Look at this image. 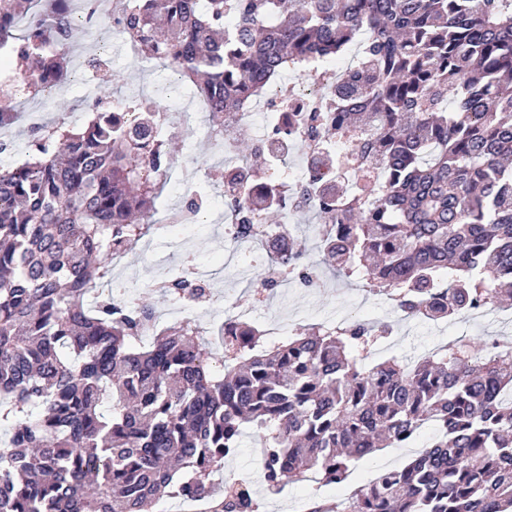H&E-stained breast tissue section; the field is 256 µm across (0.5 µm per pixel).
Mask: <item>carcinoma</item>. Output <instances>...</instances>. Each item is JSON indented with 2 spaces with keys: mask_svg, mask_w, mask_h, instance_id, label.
I'll use <instances>...</instances> for the list:
<instances>
[{
  "mask_svg": "<svg viewBox=\"0 0 512 512\" xmlns=\"http://www.w3.org/2000/svg\"><path fill=\"white\" fill-rule=\"evenodd\" d=\"M70 0H0V51L20 72L59 80ZM138 56L161 60L210 100L224 128L279 84L308 80L360 40L341 109L308 111L303 136L277 127L306 175L227 202L246 238L272 213L314 214L335 275L384 294L407 316L440 322L512 299V0H124L117 15ZM99 83L79 124L33 134L0 167V512H155L165 496L256 512L248 488L213 476L260 436L270 490L348 479L356 460L398 448L434 422L439 434L406 465L351 491L341 512H512V341L482 355L463 340L418 361L374 359L387 324H312L268 344L250 324L217 330L186 317L157 326L155 307L99 293L112 260L151 229L173 163L151 98L117 100ZM138 120L113 121L112 108ZM241 165L267 152L246 143ZM271 265L300 279L313 263L294 237ZM194 258L161 286L177 301Z\"/></svg>",
  "mask_w": 512,
  "mask_h": 512,
  "instance_id": "1",
  "label": "carcinoma"
}]
</instances>
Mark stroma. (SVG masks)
I'll return each mask as SVG.
<instances>
[{
  "label": "stroma",
  "instance_id": "1",
  "mask_svg": "<svg viewBox=\"0 0 512 512\" xmlns=\"http://www.w3.org/2000/svg\"><path fill=\"white\" fill-rule=\"evenodd\" d=\"M102 40H94L77 30L66 45L73 64H80L89 54L103 52L113 75V96H144L157 101L168 113L187 111L193 94L189 86L177 81L170 68L159 61H145L133 54L125 45L122 35L105 27ZM89 84L76 70L60 89L58 104L51 116L57 121L72 122L80 119L86 107ZM203 115H196L192 127L176 134L172 151L183 176V183L167 184L157 198L156 210H176L184 203L186 188L211 192L207 176L211 168L215 145L205 137ZM214 214L208 221L199 223L185 240L156 232L146 236L133 253L113 262L112 275L127 288L129 298L154 305L161 324L180 320L181 315L173 302L163 300L156 292L155 283L164 279L167 271L176 268L182 252H192L202 266L212 274L214 296L211 304L200 309L196 318L200 325L218 328L224 322L226 308L234 303L242 290L259 272L258 266L242 263L223 268L224 253L237 251L247 255L254 243H235L224 237V203L221 198L212 200ZM325 285L321 288L297 286L277 291L268 300L255 303L249 316L255 327H271L285 323L288 334H295L299 327L324 321H353L376 318L393 324L394 332L387 338V353L412 360L423 358L440 345L459 336L470 340L480 353H488L493 341L512 338V320H487L472 323L458 319L455 325L431 323L404 316L397 311L393 301L362 291L360 283L337 278L331 270H324ZM257 435L253 428H245L238 453L224 462L225 478L246 482L262 512H306L317 502H336L346 498L351 488L366 484L376 472L385 467L404 465L411 456L404 448H383L355 463L349 485H323L313 480L291 483L278 493H269L261 475L257 457Z\"/></svg>",
  "mask_w": 512,
  "mask_h": 512
}]
</instances>
